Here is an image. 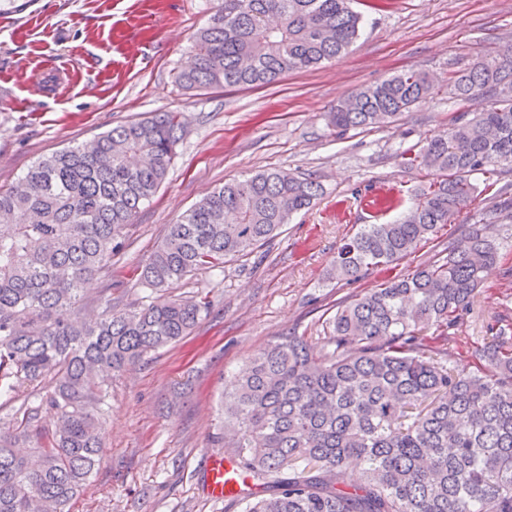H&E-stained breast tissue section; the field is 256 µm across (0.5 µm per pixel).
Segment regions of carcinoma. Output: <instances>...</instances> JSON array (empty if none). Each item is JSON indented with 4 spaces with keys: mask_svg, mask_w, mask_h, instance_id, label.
I'll list each match as a JSON object with an SVG mask.
<instances>
[{
    "mask_svg": "<svg viewBox=\"0 0 512 512\" xmlns=\"http://www.w3.org/2000/svg\"><path fill=\"white\" fill-rule=\"evenodd\" d=\"M350 0H221L196 39L188 88H260L344 53L359 35ZM467 104L448 132L405 159L433 175L400 219L364 224L337 250L348 283L411 257L477 196L476 173L512 165V47L457 72ZM434 90L407 70L329 113L341 131L391 124ZM178 112L116 126L34 162L0 191V396L34 386L15 433L0 434V512H68L98 470L112 377L170 347L207 302L112 305V253L164 182ZM323 193L283 170L226 182L165 234L140 281L169 288L224 267L280 234ZM499 258L475 233L407 275L337 307L314 351L284 336L224 395V447L263 491L243 512H512V324L491 326L477 366L446 364L452 330ZM106 281L84 316L85 283ZM56 417L44 433L35 422Z\"/></svg>",
    "mask_w": 512,
    "mask_h": 512,
    "instance_id": "cac0c4a2",
    "label": "carcinoma"
}]
</instances>
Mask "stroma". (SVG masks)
Masks as SVG:
<instances>
[{"label":"stroma","mask_w":512,"mask_h":512,"mask_svg":"<svg viewBox=\"0 0 512 512\" xmlns=\"http://www.w3.org/2000/svg\"><path fill=\"white\" fill-rule=\"evenodd\" d=\"M220 0H0V189L40 157L155 112L180 113L184 138L168 176L141 207L112 258L119 305L202 296L210 306L190 336L114 376L102 429V463L69 512H242L208 491L207 463L227 457L220 400L232 374L282 336L322 343L336 305L407 274L473 226L500 247L452 334L448 364L468 372L478 336L512 322V209L490 215L497 191L512 197V165L473 175L476 199L393 271L355 283L328 275L336 251L364 224L396 218L430 175L406 165L447 131L462 106L452 71L512 45L506 0H352L362 17L345 54L288 71L264 88L184 89L177 80L194 36ZM416 69L434 90L379 128L339 131L326 114L358 89ZM281 169L324 193L248 259L205 270L165 291L139 273L167 225L215 187Z\"/></svg>","instance_id":"1"}]
</instances>
